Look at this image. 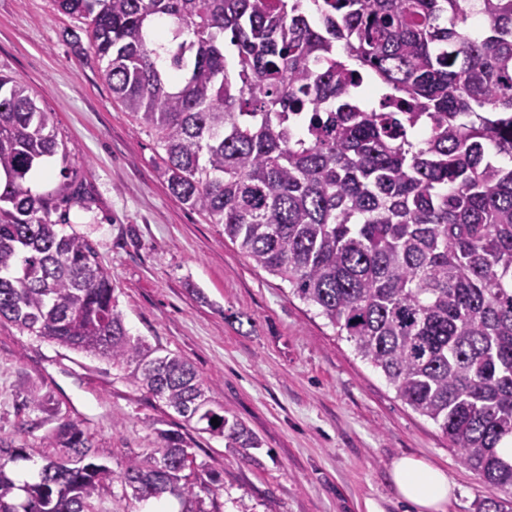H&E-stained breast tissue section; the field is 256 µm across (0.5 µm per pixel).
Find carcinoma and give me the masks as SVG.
<instances>
[{
  "instance_id": "cac0c4a2",
  "label": "carcinoma",
  "mask_w": 512,
  "mask_h": 512,
  "mask_svg": "<svg viewBox=\"0 0 512 512\" xmlns=\"http://www.w3.org/2000/svg\"><path fill=\"white\" fill-rule=\"evenodd\" d=\"M54 2L155 138L169 192L439 425L492 490L476 512H512L497 452L512 436V0ZM67 153L53 113L0 74V321L111 363L228 448L259 447L191 363L128 334L96 246L65 230L80 196L33 190ZM182 429L153 428L119 479L136 501L213 512ZM44 443L38 481L18 485L0 436V512H100L114 472L83 422Z\"/></svg>"
}]
</instances>
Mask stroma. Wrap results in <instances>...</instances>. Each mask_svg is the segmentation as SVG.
<instances>
[{
	"label": "stroma",
	"instance_id": "stroma-1",
	"mask_svg": "<svg viewBox=\"0 0 512 512\" xmlns=\"http://www.w3.org/2000/svg\"><path fill=\"white\" fill-rule=\"evenodd\" d=\"M0 71L22 79L52 112L69 149L38 170L43 192L72 184L85 199L73 229L96 244L132 336L181 354L260 440L249 457L193 433L198 462L222 487L221 512H414L390 481L402 455L444 469L447 512H475L489 489L431 420L405 405L315 307L256 268L221 226L170 194L154 138L113 99L77 20L52 0H0ZM47 395L52 408L28 409ZM84 420L112 470L148 448L161 402L111 364L0 323V435L42 467L59 414Z\"/></svg>",
	"mask_w": 512,
	"mask_h": 512
}]
</instances>
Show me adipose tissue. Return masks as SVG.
<instances>
[{
	"label": "adipose tissue",
	"instance_id": "obj_1",
	"mask_svg": "<svg viewBox=\"0 0 512 512\" xmlns=\"http://www.w3.org/2000/svg\"><path fill=\"white\" fill-rule=\"evenodd\" d=\"M390 477L399 496L418 512H445L453 485L443 470L424 459L402 456L392 462Z\"/></svg>",
	"mask_w": 512,
	"mask_h": 512
}]
</instances>
